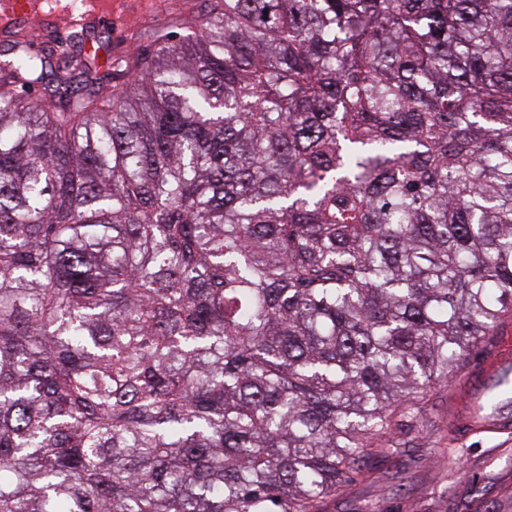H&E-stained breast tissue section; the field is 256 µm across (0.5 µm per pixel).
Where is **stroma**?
Listing matches in <instances>:
<instances>
[{
	"instance_id": "1",
	"label": "stroma",
	"mask_w": 512,
	"mask_h": 512,
	"mask_svg": "<svg viewBox=\"0 0 512 512\" xmlns=\"http://www.w3.org/2000/svg\"><path fill=\"white\" fill-rule=\"evenodd\" d=\"M202 0H112L111 17L93 19L74 32L41 17L27 23L34 44L77 45L103 63L107 51L142 49L137 32L170 11H196ZM461 397L454 383L435 387L420 414L399 418L391 431L373 440L374 452L361 473L320 512H364L369 504L383 512H512V434H461L452 426Z\"/></svg>"
}]
</instances>
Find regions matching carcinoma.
I'll return each instance as SVG.
<instances>
[{"label": "carcinoma", "instance_id": "cac0c4a2", "mask_svg": "<svg viewBox=\"0 0 512 512\" xmlns=\"http://www.w3.org/2000/svg\"><path fill=\"white\" fill-rule=\"evenodd\" d=\"M0 65V512H318L512 316V0H207Z\"/></svg>", "mask_w": 512, "mask_h": 512}]
</instances>
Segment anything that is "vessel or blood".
<instances>
[{
    "instance_id": "b4317fda",
    "label": "vessel or blood",
    "mask_w": 512,
    "mask_h": 512,
    "mask_svg": "<svg viewBox=\"0 0 512 512\" xmlns=\"http://www.w3.org/2000/svg\"><path fill=\"white\" fill-rule=\"evenodd\" d=\"M41 7L39 0H7L0 8V25L27 20ZM105 7L103 0H86L83 11L58 5L65 26L86 27ZM463 400L455 412V426L468 433L512 431V338L504 337L495 354L462 380Z\"/></svg>"
}]
</instances>
